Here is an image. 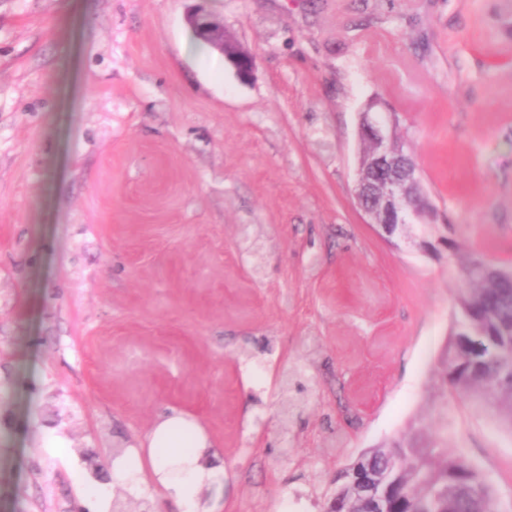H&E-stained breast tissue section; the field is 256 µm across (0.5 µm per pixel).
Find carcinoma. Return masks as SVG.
<instances>
[{
  "mask_svg": "<svg viewBox=\"0 0 512 512\" xmlns=\"http://www.w3.org/2000/svg\"><path fill=\"white\" fill-rule=\"evenodd\" d=\"M459 258L461 282L456 313L446 345L434 368L431 397L452 393L492 412L512 428V267ZM448 438L425 419L416 417L409 430L389 444L368 448L344 470L336 498L347 512H363L350 481L358 463L380 469L390 464L397 479L396 512H496L495 493L484 474L446 451Z\"/></svg>",
  "mask_w": 512,
  "mask_h": 512,
  "instance_id": "cac0c4a2",
  "label": "carcinoma"
}]
</instances>
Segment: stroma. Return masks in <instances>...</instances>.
I'll use <instances>...</instances> for the list:
<instances>
[{"mask_svg":"<svg viewBox=\"0 0 512 512\" xmlns=\"http://www.w3.org/2000/svg\"><path fill=\"white\" fill-rule=\"evenodd\" d=\"M374 99L458 252L357 205ZM459 252L512 266V0H0V512H184L117 477L174 411L202 512H323L419 415L512 512V430L429 398ZM187 21L192 31H194L199 38L200 35H205L207 42L224 51L223 23L212 18L202 9H199L193 15L188 16Z\"/></svg>","mask_w":512,"mask_h":512,"instance_id":"obj_1","label":"stroma"}]
</instances>
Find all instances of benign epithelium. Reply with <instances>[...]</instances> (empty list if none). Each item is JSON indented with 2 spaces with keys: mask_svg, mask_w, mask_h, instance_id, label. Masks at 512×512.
<instances>
[{
  "mask_svg": "<svg viewBox=\"0 0 512 512\" xmlns=\"http://www.w3.org/2000/svg\"><path fill=\"white\" fill-rule=\"evenodd\" d=\"M188 24L196 35L224 49V25L200 9L188 16ZM236 73L246 78L252 73V57L242 52L230 57ZM371 103L362 112L360 135L372 144L370 160L359 164L356 171L355 198L370 223L377 225L389 241L420 244L422 236L413 231L415 223L433 221L434 208L423 191L418 169L405 146L387 132L386 123ZM388 476H376L370 466L358 469L359 485L368 512H387L386 484Z\"/></svg>",
  "mask_w": 512,
  "mask_h": 512,
  "instance_id": "benign-epithelium-1",
  "label": "benign epithelium"
}]
</instances>
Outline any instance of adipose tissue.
<instances>
[{"label":"adipose tissue","mask_w":512,"mask_h":512,"mask_svg":"<svg viewBox=\"0 0 512 512\" xmlns=\"http://www.w3.org/2000/svg\"><path fill=\"white\" fill-rule=\"evenodd\" d=\"M187 432L192 440L193 453L182 457L179 471L165 470L164 479L175 492L179 501L185 504L189 512H196L198 507L196 492L198 488L207 483L212 472L199 462L198 451L205 447L206 442L198 428L183 417L173 415L162 417L158 422L154 433L152 445L156 448L173 447V437L177 431Z\"/></svg>","instance_id":"ef3b65f1"}]
</instances>
